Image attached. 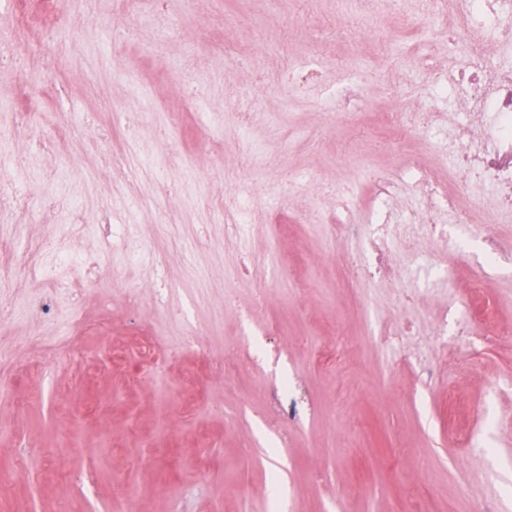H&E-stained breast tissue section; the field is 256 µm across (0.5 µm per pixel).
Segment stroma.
Returning a JSON list of instances; mask_svg holds the SVG:
<instances>
[{
	"mask_svg": "<svg viewBox=\"0 0 512 512\" xmlns=\"http://www.w3.org/2000/svg\"><path fill=\"white\" fill-rule=\"evenodd\" d=\"M364 8L391 46L332 0H0V130L38 210L0 218V257L57 236L75 257L0 290L28 306L24 323L0 320L14 365L0 472L24 465L0 512H512V261L485 267L481 240L452 224L436 265L409 229L388 246L392 274L349 275L370 174L404 162L391 113L453 126L435 86L461 62L446 27ZM412 142L512 244L490 190L449 182L425 132ZM245 189L260 229L242 238L224 226ZM343 218L352 230H335ZM105 222L125 225L139 263ZM192 331L204 354L181 348ZM34 334L65 337L60 359ZM144 337L153 363L101 366ZM334 342L328 374L315 353ZM190 376L197 407L172 415Z\"/></svg>",
	"mask_w": 512,
	"mask_h": 512,
	"instance_id": "35a3bbf8",
	"label": "stroma"
}]
</instances>
